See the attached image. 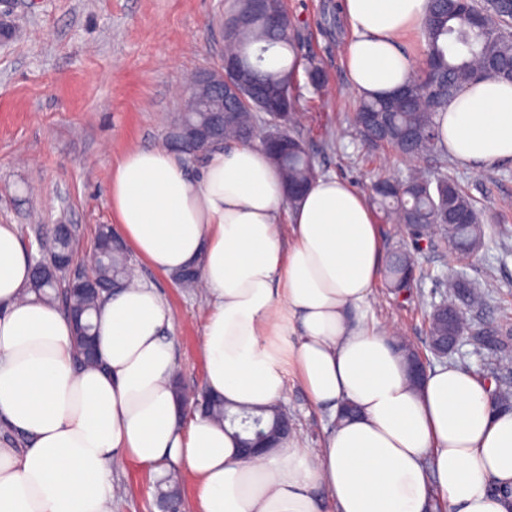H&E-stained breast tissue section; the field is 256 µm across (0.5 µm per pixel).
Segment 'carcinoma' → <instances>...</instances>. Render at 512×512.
<instances>
[{
  "mask_svg": "<svg viewBox=\"0 0 512 512\" xmlns=\"http://www.w3.org/2000/svg\"><path fill=\"white\" fill-rule=\"evenodd\" d=\"M235 22L224 29V56L237 62L232 80L239 86L238 97L224 102V142H253L258 114L273 104L282 116L269 124L268 133L278 140L272 147L261 142L271 164L280 173L285 190L310 186L319 172L295 131L298 101L296 64L279 70L265 66V54L279 47L295 52L297 37L294 18L284 0H264L263 12L251 13V0H238L232 14ZM423 35L427 51L423 62L414 68L403 92L385 98H361L352 116L353 125L366 145L387 146L400 161L429 158L433 168H409L398 178L404 186L399 192L383 187L371 191L374 204L386 222L397 225L412 242V248L392 251L385 260L384 276L396 294L408 291L421 271L415 253L421 244L429 246L440 239L448 245L454 259L470 258L486 247L483 224L475 201L457 180L444 171L448 153L438 147L437 116L448 105V98L481 76L501 80L512 73V0H430ZM307 83L321 92L327 87L321 63L306 58ZM195 103L186 97L185 111L173 120V127L190 124L210 127L205 112L194 111ZM109 224L97 228L95 244L100 257L93 271L92 284L78 291H59V282L50 275L32 274L30 289L44 298L62 300L66 312L82 310L86 317L95 313L106 291L133 282L135 269L127 247L113 238ZM50 249L71 260L78 256L79 241L72 231L56 227ZM440 295L448 297V311L434 309L427 314L428 341L459 338L473 346L474 352L488 351L494 366L501 371L494 390L503 406L512 404V318L477 325L475 310L485 305V295L467 277L450 274L438 281ZM204 414L224 425L236 442L257 434L279 430L288 419L280 405L260 408L233 407L222 398L206 403ZM180 483L171 471L159 485L157 504L179 498Z\"/></svg>",
  "mask_w": 512,
  "mask_h": 512,
  "instance_id": "cac0c4a2",
  "label": "carcinoma"
}]
</instances>
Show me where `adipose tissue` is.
<instances>
[{"label": "adipose tissue", "instance_id": "1", "mask_svg": "<svg viewBox=\"0 0 512 512\" xmlns=\"http://www.w3.org/2000/svg\"><path fill=\"white\" fill-rule=\"evenodd\" d=\"M429 0H342L352 88L385 94L411 61L404 36ZM439 145L479 169L512 159V83L481 78L438 117ZM122 238L153 269L198 264L209 304L202 327L205 385L226 403H281L298 376L313 405L355 416L322 448L298 435L253 459L223 426L184 414L171 380L175 319L145 282L103 305L102 367L73 359L74 334L54 304L29 294L32 261L16 225L0 224V422L24 435L0 445V512H111L112 473L135 463L197 481V512H512V411L457 365L409 380L388 328L361 316L384 264L363 193L319 176L288 215L279 172L254 144L204 159L191 181L165 146L125 154L109 184Z\"/></svg>", "mask_w": 512, "mask_h": 512}]
</instances>
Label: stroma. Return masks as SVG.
I'll return each instance as SVG.
<instances>
[{
    "instance_id": "1",
    "label": "stroma",
    "mask_w": 512,
    "mask_h": 512,
    "mask_svg": "<svg viewBox=\"0 0 512 512\" xmlns=\"http://www.w3.org/2000/svg\"><path fill=\"white\" fill-rule=\"evenodd\" d=\"M298 24V61L313 56L328 75V94L301 92L297 129L321 173L359 190L398 172L390 148H365L349 116L359 99L343 61L349 32L341 0H285ZM233 0H15L21 37L0 46V224H14L28 252L52 225H73L82 249H92L98 225L112 221L108 186L127 150L163 144L181 91L224 56V19ZM449 172L488 215L487 247L460 262L486 304L481 322L512 317V159L471 169L449 161ZM428 274L396 295L378 284L366 319L401 327L427 353L426 314L435 300L433 274L451 273L443 243L423 248ZM140 278L158 288L175 317L176 369L188 384L204 381L201 290L176 288L168 276L140 264ZM308 447H320L329 426L298 380L283 400ZM123 492L112 512H159L155 479L135 464L114 471Z\"/></svg>"
}]
</instances>
